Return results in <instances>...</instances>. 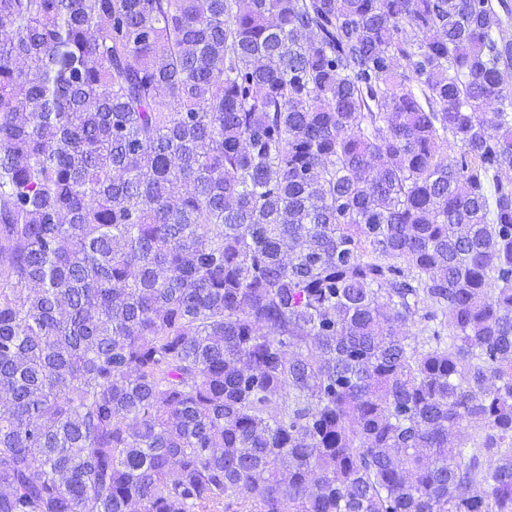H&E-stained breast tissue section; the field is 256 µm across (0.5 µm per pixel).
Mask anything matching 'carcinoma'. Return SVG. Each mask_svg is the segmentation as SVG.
<instances>
[{"label": "carcinoma", "instance_id": "obj_1", "mask_svg": "<svg viewBox=\"0 0 512 512\" xmlns=\"http://www.w3.org/2000/svg\"><path fill=\"white\" fill-rule=\"evenodd\" d=\"M505 13L0 0V512H512Z\"/></svg>", "mask_w": 512, "mask_h": 512}]
</instances>
